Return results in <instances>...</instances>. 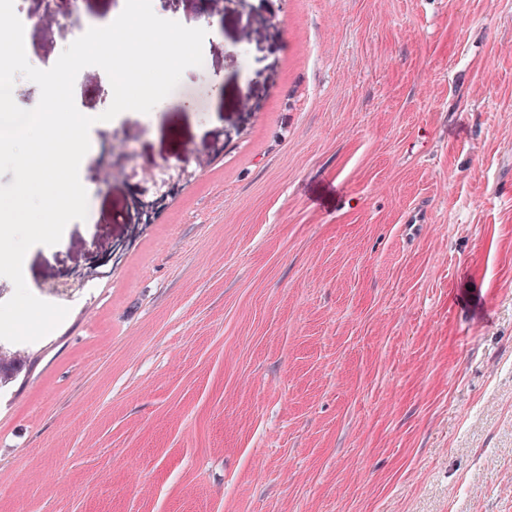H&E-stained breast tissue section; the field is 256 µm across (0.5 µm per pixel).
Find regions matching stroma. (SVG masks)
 I'll use <instances>...</instances> for the list:
<instances>
[{"label": "stroma", "instance_id": "35a3bbf8", "mask_svg": "<svg viewBox=\"0 0 512 512\" xmlns=\"http://www.w3.org/2000/svg\"><path fill=\"white\" fill-rule=\"evenodd\" d=\"M16 5L54 65L74 7ZM155 7L203 64L25 256L69 313L0 344V512H512V0ZM176 161L174 163L166 162V168H169L173 173L170 175L168 180H164L160 183L153 182L151 185V189L155 191H159L162 187H164L170 179H174L176 177L179 180H190L194 173L190 170V158L188 154H183L175 157Z\"/></svg>", "mask_w": 512, "mask_h": 512}]
</instances>
